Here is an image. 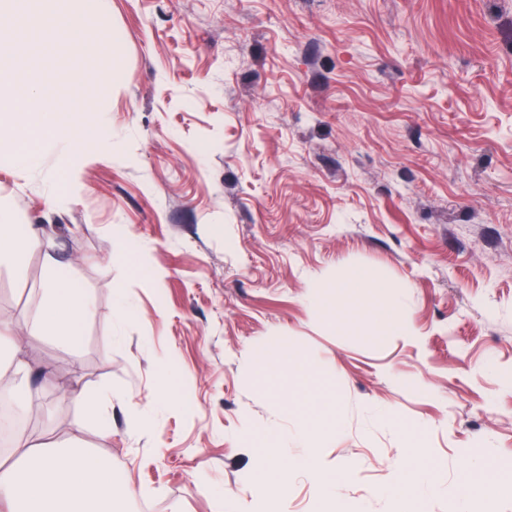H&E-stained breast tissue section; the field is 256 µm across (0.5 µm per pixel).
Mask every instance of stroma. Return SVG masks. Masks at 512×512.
<instances>
[{
	"label": "stroma",
	"mask_w": 512,
	"mask_h": 512,
	"mask_svg": "<svg viewBox=\"0 0 512 512\" xmlns=\"http://www.w3.org/2000/svg\"><path fill=\"white\" fill-rule=\"evenodd\" d=\"M111 82L86 88L107 153L13 160L0 202L40 244L0 265V324L24 334L26 383L50 423L111 462L126 512H252L256 439L309 431L336 495L303 472L288 512H395L384 490L426 451L448 495L474 452L512 464V0H107ZM75 171L55 193L61 168ZM54 247L92 295L76 353L27 337ZM398 302L403 333L336 329L316 297ZM384 282L377 290L375 282ZM130 306L113 307L115 294ZM312 358L338 434L269 396L253 370L278 339ZM181 379L149 429L137 407ZM112 395L110 435L48 373Z\"/></svg>",
	"instance_id": "stroma-1"
}]
</instances>
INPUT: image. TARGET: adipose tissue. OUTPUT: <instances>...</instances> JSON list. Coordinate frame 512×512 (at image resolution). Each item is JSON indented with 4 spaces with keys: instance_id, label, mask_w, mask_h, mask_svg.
I'll return each instance as SVG.
<instances>
[{
    "instance_id": "adipose-tissue-1",
    "label": "adipose tissue",
    "mask_w": 512,
    "mask_h": 512,
    "mask_svg": "<svg viewBox=\"0 0 512 512\" xmlns=\"http://www.w3.org/2000/svg\"><path fill=\"white\" fill-rule=\"evenodd\" d=\"M37 237L34 227L18 229L11 210L0 205V262L21 254ZM46 264L49 277L29 333L55 337L69 349H77L93 299L72 286L54 257H47ZM21 343L9 326L0 325V382L13 392L18 408L25 410L32 395L16 381L27 371L17 357ZM297 471L314 476L328 490L336 488L335 479L323 471L314 450L289 455L287 437L267 431L262 438L261 485L267 490L287 486ZM131 494V488H117L109 463L77 447L36 444L14 463L0 465V512H123Z\"/></svg>"
}]
</instances>
